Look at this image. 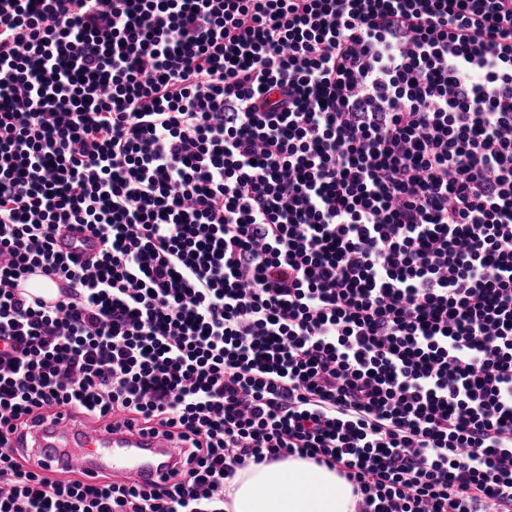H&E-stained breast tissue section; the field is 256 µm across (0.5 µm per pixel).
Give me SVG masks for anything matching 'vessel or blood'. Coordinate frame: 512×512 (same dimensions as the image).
I'll use <instances>...</instances> for the list:
<instances>
[{
  "label": "vessel or blood",
  "mask_w": 512,
  "mask_h": 512,
  "mask_svg": "<svg viewBox=\"0 0 512 512\" xmlns=\"http://www.w3.org/2000/svg\"><path fill=\"white\" fill-rule=\"evenodd\" d=\"M57 246L65 252L85 255L95 253L98 244L83 235L64 234ZM60 280L49 279L34 268L17 283L18 290L45 305H54L61 288ZM11 448H28L45 463H56L81 473L84 481L108 472L115 481H160L181 456L175 439L161 433H143L137 428L103 424L95 429L84 427L71 408L59 406L30 432L10 437Z\"/></svg>",
  "instance_id": "1"
}]
</instances>
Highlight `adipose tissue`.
<instances>
[{
  "label": "adipose tissue",
  "instance_id": "obj_1",
  "mask_svg": "<svg viewBox=\"0 0 512 512\" xmlns=\"http://www.w3.org/2000/svg\"><path fill=\"white\" fill-rule=\"evenodd\" d=\"M226 495L229 512H355L357 502L336 471L301 459L238 471Z\"/></svg>",
  "mask_w": 512,
  "mask_h": 512
}]
</instances>
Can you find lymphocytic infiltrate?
Segmentation results:
<instances>
[{"label": "lymphocytic infiltrate", "instance_id": "obj_1", "mask_svg": "<svg viewBox=\"0 0 512 512\" xmlns=\"http://www.w3.org/2000/svg\"><path fill=\"white\" fill-rule=\"evenodd\" d=\"M60 405L183 463L7 450ZM291 457L512 512V0H0V512H224ZM83 234H62L57 239V247L63 252H72L76 250L83 255L93 254L98 250L96 241L84 239ZM62 285L58 279L50 280L40 268H33L18 281L17 289L40 299L46 306H53Z\"/></svg>", "mask_w": 512, "mask_h": 512}]
</instances>
